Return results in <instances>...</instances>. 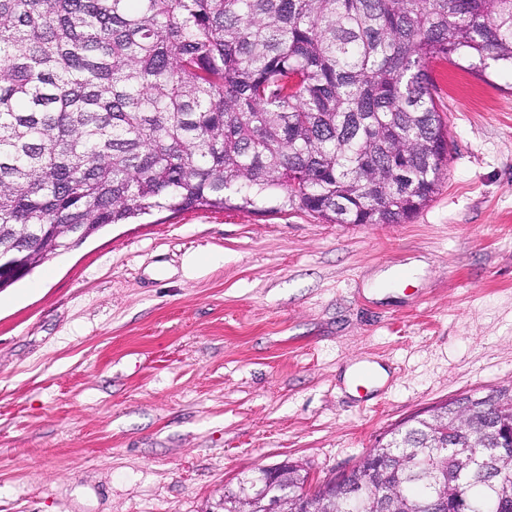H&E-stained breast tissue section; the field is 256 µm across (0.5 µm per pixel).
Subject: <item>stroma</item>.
<instances>
[{"mask_svg": "<svg viewBox=\"0 0 512 512\" xmlns=\"http://www.w3.org/2000/svg\"><path fill=\"white\" fill-rule=\"evenodd\" d=\"M433 74L448 166L405 223L160 210L0 289V512H214L245 472L333 478L512 383V76Z\"/></svg>", "mask_w": 512, "mask_h": 512, "instance_id": "stroma-1", "label": "stroma"}]
</instances>
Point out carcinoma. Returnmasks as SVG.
Returning a JSON list of instances; mask_svg holds the SVG:
<instances>
[{
	"mask_svg": "<svg viewBox=\"0 0 512 512\" xmlns=\"http://www.w3.org/2000/svg\"><path fill=\"white\" fill-rule=\"evenodd\" d=\"M442 60L512 75V0H0V273L154 209L402 224L447 169ZM397 431L285 512H512L511 385Z\"/></svg>",
	"mask_w": 512,
	"mask_h": 512,
	"instance_id": "carcinoma-1",
	"label": "carcinoma"
}]
</instances>
